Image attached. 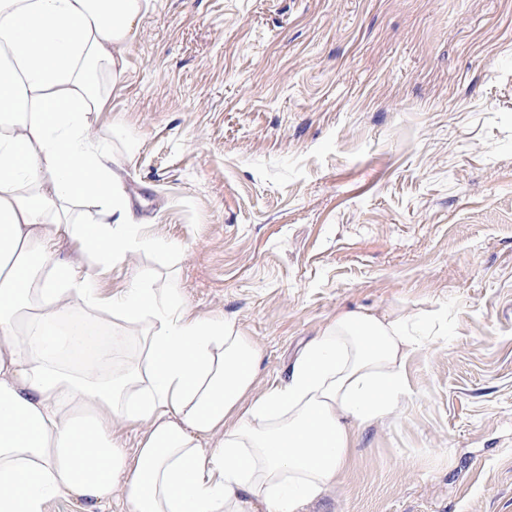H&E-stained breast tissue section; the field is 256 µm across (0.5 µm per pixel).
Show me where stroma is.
I'll list each match as a JSON object with an SVG mask.
<instances>
[{"instance_id":"obj_1","label":"stroma","mask_w":512,"mask_h":512,"mask_svg":"<svg viewBox=\"0 0 512 512\" xmlns=\"http://www.w3.org/2000/svg\"><path fill=\"white\" fill-rule=\"evenodd\" d=\"M96 134L177 286L284 382L336 313L417 321L407 392L302 512H512V0H148Z\"/></svg>"}]
</instances>
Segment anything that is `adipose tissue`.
Masks as SVG:
<instances>
[{"label":"adipose tissue","mask_w":512,"mask_h":512,"mask_svg":"<svg viewBox=\"0 0 512 512\" xmlns=\"http://www.w3.org/2000/svg\"><path fill=\"white\" fill-rule=\"evenodd\" d=\"M143 12V0H0V512L61 495L101 505L117 489L130 512H299L358 428L394 407L423 341L410 318L347 310L288 382L257 394L261 351L233 323L193 315L173 287L101 295L99 279L150 244L92 135ZM88 199L99 210L85 224ZM66 240L78 256L58 258ZM78 308L124 333L100 340ZM128 331L142 351L103 381Z\"/></svg>","instance_id":"1"}]
</instances>
